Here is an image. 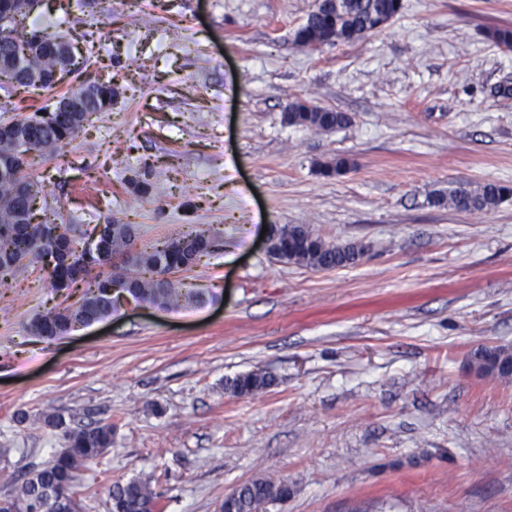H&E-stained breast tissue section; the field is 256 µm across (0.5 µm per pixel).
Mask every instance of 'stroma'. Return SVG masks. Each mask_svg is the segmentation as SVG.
<instances>
[{
  "label": "stroma",
  "mask_w": 512,
  "mask_h": 512,
  "mask_svg": "<svg viewBox=\"0 0 512 512\" xmlns=\"http://www.w3.org/2000/svg\"><path fill=\"white\" fill-rule=\"evenodd\" d=\"M315 2L42 0L26 18L44 36L94 32L83 73L114 88L64 152L30 155L48 212L133 224L143 242L194 224L221 236L177 276L213 301L124 306L56 340L29 332L68 298L40 265L0 286V497L61 448L60 415L115 425L82 474V512H108L113 484L135 478L162 512H219L258 477L291 489L266 512H512V380L469 367L479 346H512V200L430 202L512 186V95L496 92L512 50L485 36L512 28V0H402L382 31L312 51L293 33ZM78 81L0 90V122ZM298 97L352 122L287 126ZM337 156L352 169L320 174ZM143 168L144 194L128 182ZM266 224L366 252L326 271L280 263ZM252 371L275 385L225 393ZM512 198V189L496 183H485L476 187L459 184L448 191L434 193L437 206H448L458 211H492Z\"/></svg>",
  "instance_id": "1"
}]
</instances>
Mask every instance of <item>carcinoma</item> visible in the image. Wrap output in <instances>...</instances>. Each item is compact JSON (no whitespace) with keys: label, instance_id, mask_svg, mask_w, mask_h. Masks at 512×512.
Wrapping results in <instances>:
<instances>
[{"label":"carcinoma","instance_id":"1","mask_svg":"<svg viewBox=\"0 0 512 512\" xmlns=\"http://www.w3.org/2000/svg\"><path fill=\"white\" fill-rule=\"evenodd\" d=\"M402 9L401 0H323L312 11L304 24L294 33V43L308 47L314 42H333L336 45L358 41L383 29ZM0 22V89H48L53 87L51 72L47 71L34 81L8 65L9 60L22 59L30 45L34 32L26 30L23 19ZM488 39L499 47L512 50V28H494L488 31ZM88 108L107 112L112 108V91L108 87L97 89L89 99ZM288 115L283 121L289 126L332 132L352 123V117L321 106L309 98H296L286 105ZM12 125H25L29 147L25 151H38L42 144L53 143L60 150L68 145L82 128L81 118L74 112H55L51 120L33 125L25 119H14ZM326 177L343 175L351 169L345 157H336L319 165ZM42 183L40 176L29 170V164L20 158L8 177H0V282L13 277L17 267L14 261L19 255L35 248L36 232L30 224H21L13 217H35L29 211L31 194L29 187ZM512 199V189L496 183L472 187L458 184L446 191L434 193L437 206H448L458 211H492ZM135 232L132 224L112 225V237L107 254L87 256L80 254L74 265H55L54 282L71 280L73 266L89 273L100 267L112 265V255L125 256L133 247ZM182 237L197 246V254H211L210 246L216 239L211 228L194 226ZM365 253L361 244L332 243L316 234L306 224L272 225L270 256L282 263H293L314 270H330L346 267L358 261ZM187 254L173 240H156L142 245L135 251L131 262H125L115 270L98 273L93 278L98 296L88 293L58 311H50L33 319L31 332L43 339H54L68 332L74 320L91 325L118 311V306L104 295L108 283L116 277H130L136 288L132 289L136 300L150 306L171 310L181 305L201 304L206 299L202 290H183L170 278L173 269L185 265ZM471 367L479 374L500 379L512 377V348L504 346L480 347L473 351ZM272 385V379L262 372H249L227 380L225 390L236 397L255 395ZM48 426L61 432L64 444L50 460L32 467L19 476L10 498L27 504V512H62L63 500L72 498L81 472L98 464L108 448L112 447L114 425L112 421H97L87 425L71 426L61 416L47 421ZM290 497V488L284 481L257 478L244 483L224 495L221 512H255L258 505L283 502ZM110 512H158L160 501L151 480H132L116 484L110 491Z\"/></svg>","mask_w":512,"mask_h":512}]
</instances>
